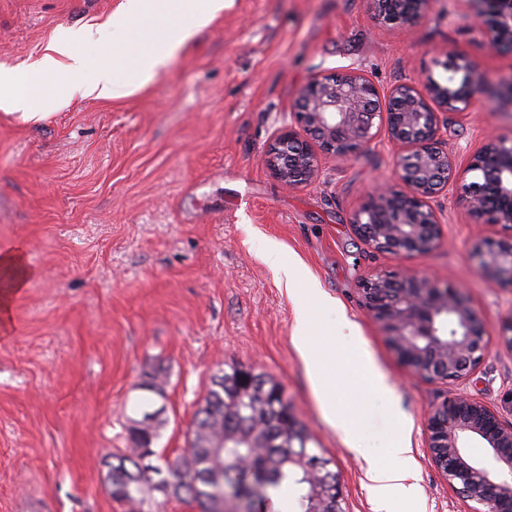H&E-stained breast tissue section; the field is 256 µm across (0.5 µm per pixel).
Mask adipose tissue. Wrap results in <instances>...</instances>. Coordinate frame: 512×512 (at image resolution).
Returning <instances> with one entry per match:
<instances>
[{
  "mask_svg": "<svg viewBox=\"0 0 512 512\" xmlns=\"http://www.w3.org/2000/svg\"><path fill=\"white\" fill-rule=\"evenodd\" d=\"M224 0H121L109 24L113 34L126 38L134 22L152 18L169 21L170 26L162 36L147 35L145 47L131 66L120 61V51H113V59L97 71L93 84L79 86L81 95L102 101H112L131 94L133 86H145L165 67L173 53L186 44L201 28L208 26L224 9ZM86 38L85 31L60 30L36 61L34 68L45 81L59 77L74 78L85 69V61L76 50ZM38 101L30 97L23 80L11 71L0 72V108L19 115L23 120H36ZM0 275L8 283L0 292V315L9 313L12 294L24 288L34 275L25 262L24 248L17 245L0 251ZM310 315L297 310L293 342L298 349L312 385L316 399L329 424L336 428L344 444L352 452H360L358 429L349 421L341 408L336 389L324 377V348H315L307 341ZM395 462L379 465L373 458H366L365 477L374 512H386L392 493L412 497L416 494V471L412 456L410 432L400 427L392 439Z\"/></svg>",
  "mask_w": 512,
  "mask_h": 512,
  "instance_id": "obj_1",
  "label": "adipose tissue"
}]
</instances>
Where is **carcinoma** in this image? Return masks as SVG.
Segmentation results:
<instances>
[{
  "label": "carcinoma",
  "mask_w": 512,
  "mask_h": 512,
  "mask_svg": "<svg viewBox=\"0 0 512 512\" xmlns=\"http://www.w3.org/2000/svg\"><path fill=\"white\" fill-rule=\"evenodd\" d=\"M165 376L148 375L143 390L149 396L138 405L141 418L130 419L131 446L113 455L107 483L113 500L144 502L149 488L165 498L193 504L199 512H224V492L239 489L250 512H271L274 499L293 492L299 512H311L312 487L322 482L320 471L305 470L296 457L313 455L306 427L288 412L277 396L281 385L243 365H231L216 375L194 413L188 453L165 461L166 476L153 480L162 468L139 461L157 456L161 422L149 412L152 396H165Z\"/></svg>",
  "instance_id": "obj_1"
}]
</instances>
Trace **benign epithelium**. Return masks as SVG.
Here are the masks:
<instances>
[{
    "mask_svg": "<svg viewBox=\"0 0 512 512\" xmlns=\"http://www.w3.org/2000/svg\"><path fill=\"white\" fill-rule=\"evenodd\" d=\"M489 50L512 51V0H469ZM379 18L399 27L422 20L430 0H374ZM445 75L399 84L381 95L364 74H318L297 92L290 123L273 136L265 165L287 187L313 181L320 159L358 155L379 134L398 146L396 180L402 189L377 185L354 215L357 237L372 249L396 256H425L440 241L443 220L437 198L454 191L459 180L455 155L438 139L449 116L468 111L474 90L496 87L475 62L448 58ZM464 174L462 203L481 224L512 228V138L490 139L474 153ZM477 270L512 286V235L481 239L473 246ZM363 304L381 326L388 343L413 372L430 379H467L487 354L483 324L461 288L440 284L424 274L368 278ZM425 434L435 466L480 512H512V423L484 403L454 395L434 405ZM481 440L492 450L496 477L473 462L465 448ZM324 501H340L341 485L329 474L315 486Z\"/></svg>",
    "mask_w": 512,
    "mask_h": 512,
    "instance_id": "7a95c632",
    "label": "benign epithelium"
}]
</instances>
